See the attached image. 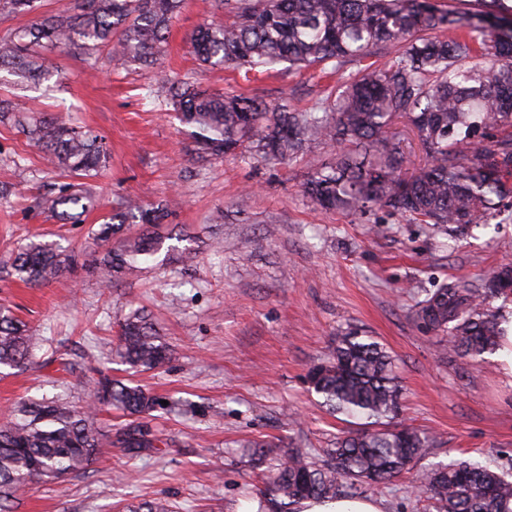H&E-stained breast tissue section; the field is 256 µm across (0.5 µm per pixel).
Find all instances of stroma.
Returning <instances> with one entry per match:
<instances>
[{
	"instance_id": "35a3bbf8",
	"label": "stroma",
	"mask_w": 512,
	"mask_h": 512,
	"mask_svg": "<svg viewBox=\"0 0 512 512\" xmlns=\"http://www.w3.org/2000/svg\"><path fill=\"white\" fill-rule=\"evenodd\" d=\"M223 18L218 0H184L164 76L298 109L331 84L317 68L247 79L200 66L190 35ZM56 63L65 79L52 91L12 84L0 94L22 107L39 100L45 113L90 126L104 136L110 163L94 181L95 207L81 223H60L35 202L53 190L54 173L25 135L0 124V184L12 188L0 199V260L18 244L59 235L74 251L93 250L92 226L126 196L149 206L177 197L176 212L156 233L169 246L193 237L203 245L190 261H167L108 288L82 272L41 287L0 272V303L41 339L32 368L0 377V425L27 399L81 403L130 310H145L172 348L156 369L130 375L119 361L110 365L113 378H131L158 398L147 418L157 446L104 447L86 469L29 490L13 512H122L155 498L174 512H245L262 486L249 442L330 448L352 430L320 405L307 380L351 329L391 353L406 424L439 435L422 466L512 461V379L491 359L463 365L411 317L425 290L455 279L478 287L512 264V223L453 240L382 210L363 218L321 210L303 184L312 165L330 160V149L316 144L275 166L246 151L202 166L190 153L187 126L169 115L160 77L118 59L94 66L71 52L57 54ZM174 400L180 411H169ZM414 479L406 474L361 495L382 512H423Z\"/></svg>"
}]
</instances>
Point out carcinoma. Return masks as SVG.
<instances>
[{
    "label": "carcinoma",
    "mask_w": 512,
    "mask_h": 512,
    "mask_svg": "<svg viewBox=\"0 0 512 512\" xmlns=\"http://www.w3.org/2000/svg\"><path fill=\"white\" fill-rule=\"evenodd\" d=\"M183 0H81L41 13L42 0H0V16L29 22L0 37V73L15 83L62 82L51 54L77 52L92 64L116 57L136 69H161L167 34ZM227 19L204 22L191 35L200 64L247 71L281 64L296 72L332 65L336 88L307 109L255 95L166 83L174 117L191 128L192 151L201 160L234 154L278 163L304 155L311 143L336 151V162L314 166L304 194L326 211L363 217L380 209L436 231L512 219V19L504 0H476L461 12L443 0H224ZM448 30L443 39L434 32ZM392 46L382 65L359 64ZM403 119L415 131L425 162L410 177L389 133ZM0 123L19 129L52 169L71 178L37 205L60 221L77 224L95 204L89 180L107 168L101 135L72 126L37 108L19 110L0 96ZM176 202L144 207L119 199L93 231L104 246L88 268L111 283L139 265L158 262L163 241L151 228L175 211ZM82 266L58 241L29 242L0 267L13 279L41 286ZM512 297V266L501 267L487 288L465 281L442 283L415 304L416 325L451 346L466 365L496 352L502 317L495 298ZM36 337L14 310L0 305V373L30 365ZM117 354L133 371L164 365L169 345L142 310L119 330ZM83 407L60 400L21 402L0 426V512L39 483L58 482L88 466L101 447L97 412L119 410L128 422L117 434L121 448H151L156 436L143 425L157 399L141 386L93 369ZM309 383L329 413L358 421L336 446L271 448L251 444L262 468L259 512H300L306 500L354 498L358 487L387 484L414 469L436 437L397 422L402 392L393 359L382 343L346 332ZM420 497L437 512H512V481L502 466L456 460L422 471Z\"/></svg>",
    "instance_id": "obj_1"
}]
</instances>
